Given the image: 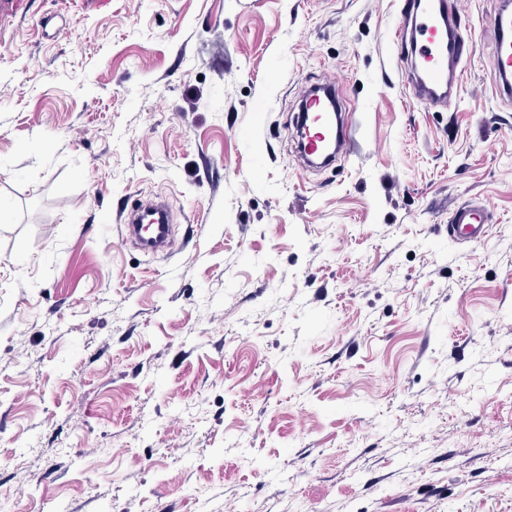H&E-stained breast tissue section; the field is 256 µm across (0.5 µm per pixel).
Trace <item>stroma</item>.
Returning <instances> with one entry per match:
<instances>
[{
  "mask_svg": "<svg viewBox=\"0 0 512 512\" xmlns=\"http://www.w3.org/2000/svg\"><path fill=\"white\" fill-rule=\"evenodd\" d=\"M401 0H29L0 23V492L13 512H512V104L498 0L456 100ZM358 147L304 169V84ZM180 244H125L129 197ZM482 202L477 245L448 241ZM201 488L194 497L192 488ZM502 6L494 17V42L490 56L492 71L502 81V91L512 99V4L499 1ZM511 80V82H510ZM124 218L122 239L147 255H170L177 243L170 206L163 196L138 198L127 204L121 213ZM148 217L153 224L149 234H144L141 223ZM484 205L459 204L448 221V239L452 242L480 243L487 235L490 224Z\"/></svg>",
  "mask_w": 512,
  "mask_h": 512,
  "instance_id": "stroma-1",
  "label": "stroma"
}]
</instances>
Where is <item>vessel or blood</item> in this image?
<instances>
[{
  "instance_id": "1",
  "label": "vessel or blood",
  "mask_w": 512,
  "mask_h": 512,
  "mask_svg": "<svg viewBox=\"0 0 512 512\" xmlns=\"http://www.w3.org/2000/svg\"><path fill=\"white\" fill-rule=\"evenodd\" d=\"M493 31L490 66L502 82L503 93L512 99V0H504L496 12ZM394 36L395 63L405 89L427 106L448 107L457 95L461 64L473 51L450 0H404ZM300 109L307 116L300 152L306 168H314L318 157L331 166L351 156L353 114L335 83L305 88ZM122 216L123 240L147 255L172 253L177 237L165 197L131 201ZM488 231L484 206L463 203L453 209L448 221L450 241L477 244Z\"/></svg>"
}]
</instances>
